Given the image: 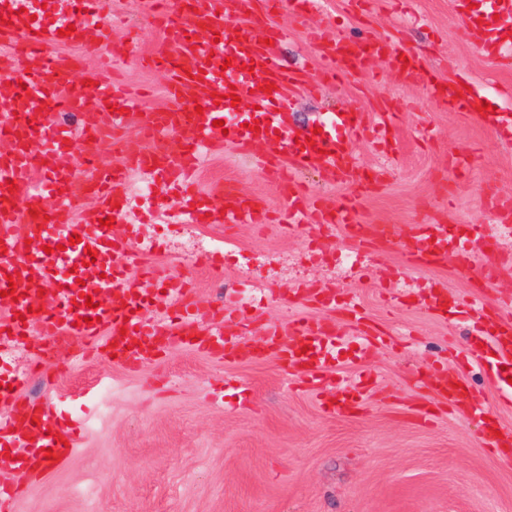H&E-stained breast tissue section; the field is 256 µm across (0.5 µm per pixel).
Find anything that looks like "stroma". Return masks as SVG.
<instances>
[{"label": "stroma", "mask_w": 512, "mask_h": 512, "mask_svg": "<svg viewBox=\"0 0 512 512\" xmlns=\"http://www.w3.org/2000/svg\"><path fill=\"white\" fill-rule=\"evenodd\" d=\"M145 0H109L112 67L123 85L143 94L140 109H182L165 92L169 76L141 66V55L163 48L162 35L145 21ZM274 21L284 30L277 52L284 65L309 76L321 68L307 30L319 23L351 37L384 39L418 52L427 71L442 79L467 73L490 105L507 109L512 68L483 55L453 7V0H318L306 18L282 10ZM425 77L402 82L386 60H371L340 84L288 93V121L309 127L328 113H365L369 129L352 145L364 174L383 169L382 183L367 192L332 180L317 166L297 179L327 203L360 196L364 224L463 226L480 231L495 217L483 194L494 183L512 194V142L501 140L475 117L448 112L427 95ZM388 100L400 114L398 153L374 146L376 108ZM186 132L147 141L138 118L120 136L76 138L73 162L97 155L106 165L154 147L177 155ZM464 153L462 170L450 159ZM205 190L227 185L261 197L271 212L287 201L269 182L259 160L232 145L211 152L198 178ZM146 180L128 171L122 191L135 210L154 211L138 225L146 244L143 262L184 277L200 307L251 311L255 322L289 327L310 315L349 330L341 308L354 299L387 344L372 349L364 373L373 385L359 414L322 412L314 395L287 381L280 363L251 350L225 361L183 347L130 371L111 358L93 357L71 369L43 367L24 397L85 405V431L67 464L48 465L39 477L15 479L0 462V481L16 483L9 512H512V462L489 452L482 424L439 408L409 382L415 371L439 366L455 371L474 389L499 426L512 430V408L502 407L485 363L469 357L477 331L427 311L419 298L431 288L455 298L480 296L502 306L512 300V267L484 283L479 263L463 265L456 247L445 264L424 271L403 263L402 244L359 251L357 266L334 271L329 258L349 250L341 228L280 223L192 224L175 206L145 192ZM332 288L339 303L316 312L298 290Z\"/></svg>", "instance_id": "stroma-1"}]
</instances>
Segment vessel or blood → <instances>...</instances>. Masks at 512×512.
<instances>
[{
	"label": "vessel or blood",
	"instance_id": "vessel-or-blood-1",
	"mask_svg": "<svg viewBox=\"0 0 512 512\" xmlns=\"http://www.w3.org/2000/svg\"><path fill=\"white\" fill-rule=\"evenodd\" d=\"M258 0H196L185 9L184 0H151L148 18L159 27L170 45L169 52L145 58L147 66H160L170 73L167 93L176 99L204 101L202 113L192 110H159L145 114L141 125L146 137L185 130L189 133L184 151L172 157L154 150L132 155L125 167H109L95 157L84 166L62 164V156L74 144L71 127L57 120L63 112L79 118L84 137H98L116 129L127 113L136 112L135 96L118 88L108 69L89 74L90 85L73 90L68 86L76 60L61 51L62 45L93 53L106 47L108 16L103 0H84L81 15L73 17L75 30L60 36L58 22L52 21L59 0H45L46 6L30 14L22 9L23 0H0V45L13 48L14 57L0 60V79H10L22 70V86L12 88L9 98H0V127L7 129L10 152L0 154V290L9 285L26 289V296L1 299L14 316L0 330V344L26 347L31 327L43 336L42 353L53 359L61 354L86 357L91 354L115 355L128 369H139L142 362L165 355L170 348L184 346L219 359L235 357L241 349L239 337L249 328L239 311L226 312L222 323L196 329L201 311L188 297L184 280L173 278L168 269L142 270L137 279L123 275L126 267H139L140 258L129 236H120L102 226L104 218L131 224V205L120 190L126 169L146 175L151 185L162 187L191 219L232 226L239 223L265 224L272 216L262 201L251 194L225 190L221 206L209 209L197 203L201 192L195 185V168L202 147H217L230 141L246 152H257L288 205L287 224H336L346 231L355 246L369 249L405 240L406 267H433L448 256V227L444 224H362L357 220V201L340 199L334 205L309 196L298 185L294 170L318 164L340 183L357 180L359 170L350 154L352 138L367 130L360 112H342L323 125L321 133L299 142V134L283 121L288 110L287 93L303 84L302 74L285 69L274 44L282 37L273 21L283 0H260L264 12L258 35L239 28L236 16L252 10ZM455 10L467 28L478 35L479 48L500 66H512V0H491L489 6L470 8L468 0H454ZM323 59L322 81L339 82L358 72L367 55L385 58L389 67L405 82L414 80L423 61L413 51L375 41L372 37L351 41L334 31L315 30L310 34ZM273 92H264V85ZM461 79L441 83L429 80L428 95L452 112L476 114L504 140L512 138V114L481 110V98L466 91ZM239 96L246 111L239 122L219 128L217 120L231 112V96ZM380 143L386 153L396 150L392 139L399 125L398 114L390 107L378 114ZM258 123L251 131L250 123ZM42 172L43 181L33 182V172ZM94 191L97 202L71 220L76 188ZM80 235L76 249H55V241ZM52 253H45V246ZM96 252L97 264L108 274L99 292L70 285L51 287L50 282L65 268L81 267L89 252ZM166 287L171 299L160 323L143 319L141 307L148 302L153 287ZM43 293L40 313H31L30 296ZM92 294L94 307L80 305L82 295ZM425 305L445 318L466 317L475 325L492 324L481 344L468 347L471 357L483 359L491 352L497 358L491 372L503 406L512 407V315L487 307L480 300L459 303L447 292L437 290L424 297ZM352 338H345L335 326L316 319L295 320L289 331L274 323L261 331V355L278 359L285 373L300 377L313 391L321 409L331 415H346L362 405L364 376L359 369L362 355L385 344V337L366 326L360 303L347 310ZM356 343L360 354L353 359L355 376L337 379L338 355L349 343ZM459 377L445 368L432 377L413 375L414 386L455 408L466 390ZM23 380L0 374V404L9 406L0 417V455H6L12 469L30 476L44 462L45 449H52L58 461L68 460L79 443L77 427L67 416L43 401L21 402L18 393ZM466 416L483 419L488 447H512V431L492 432L486 408L468 402Z\"/></svg>",
	"mask_w": 512,
	"mask_h": 512
}]
</instances>
